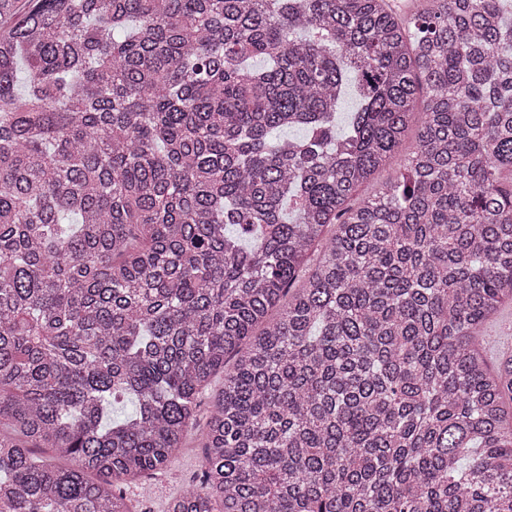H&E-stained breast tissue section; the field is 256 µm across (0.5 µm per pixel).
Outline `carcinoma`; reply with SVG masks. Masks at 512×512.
<instances>
[{"mask_svg": "<svg viewBox=\"0 0 512 512\" xmlns=\"http://www.w3.org/2000/svg\"><path fill=\"white\" fill-rule=\"evenodd\" d=\"M20 2L0 512H132L193 433L168 512H512L505 0ZM489 346L494 356L499 351H507L512 348V303L505 307L496 320L487 328ZM201 452L191 439L188 447L172 460L165 471L145 482L130 484L126 494L131 506L138 510L136 512H167L172 499L199 481Z\"/></svg>", "mask_w": 512, "mask_h": 512, "instance_id": "obj_1", "label": "carcinoma"}]
</instances>
